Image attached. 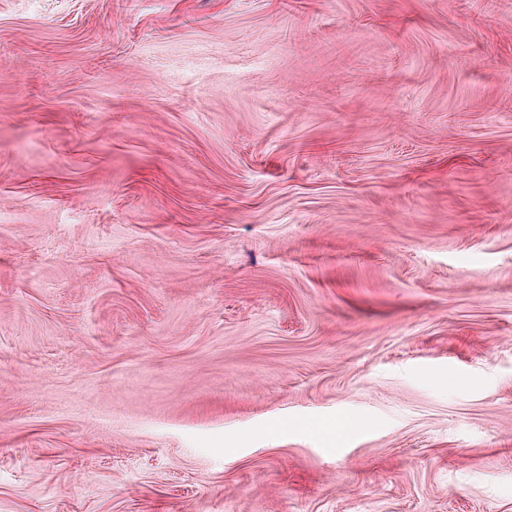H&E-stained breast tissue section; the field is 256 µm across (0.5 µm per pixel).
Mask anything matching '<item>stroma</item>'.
I'll return each instance as SVG.
<instances>
[{"mask_svg":"<svg viewBox=\"0 0 512 512\" xmlns=\"http://www.w3.org/2000/svg\"><path fill=\"white\" fill-rule=\"evenodd\" d=\"M0 512H512V0H0Z\"/></svg>","mask_w":512,"mask_h":512,"instance_id":"1","label":"stroma"}]
</instances>
